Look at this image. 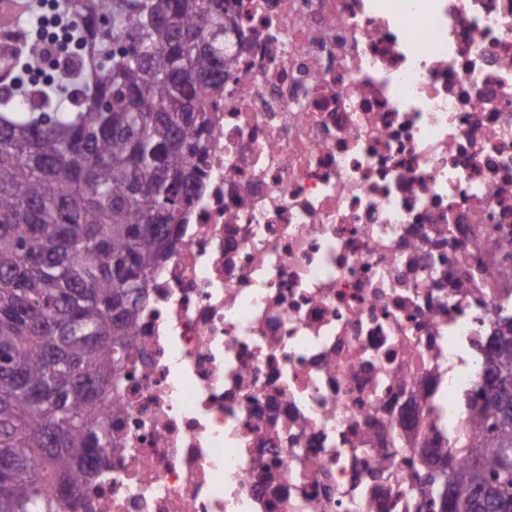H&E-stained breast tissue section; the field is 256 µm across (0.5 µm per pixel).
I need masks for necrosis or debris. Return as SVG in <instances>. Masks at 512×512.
Instances as JSON below:
<instances>
[{"label": "necrosis or debris", "instance_id": "obj_1", "mask_svg": "<svg viewBox=\"0 0 512 512\" xmlns=\"http://www.w3.org/2000/svg\"><path fill=\"white\" fill-rule=\"evenodd\" d=\"M230 13L78 512H435L512 324V0Z\"/></svg>", "mask_w": 512, "mask_h": 512}]
</instances>
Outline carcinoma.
Listing matches in <instances>:
<instances>
[{"mask_svg":"<svg viewBox=\"0 0 512 512\" xmlns=\"http://www.w3.org/2000/svg\"><path fill=\"white\" fill-rule=\"evenodd\" d=\"M65 2L72 91L0 93V512H76L97 475L112 447L99 404L200 177V100L224 97V0ZM491 374L512 397V333L492 341ZM491 396L448 451L455 512H475L478 489L512 512V413Z\"/></svg>","mask_w":512,"mask_h":512,"instance_id":"cac0c4a2","label":"carcinoma"}]
</instances>
